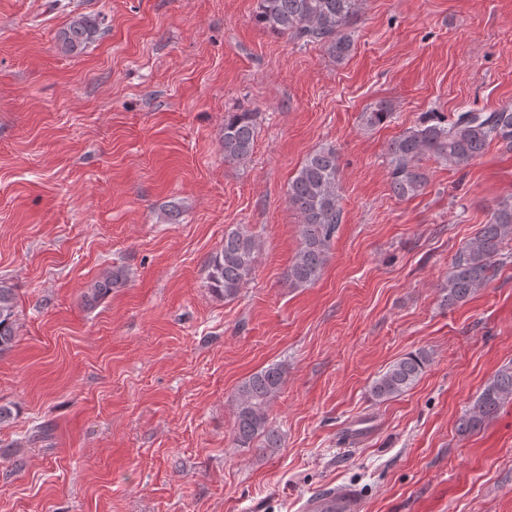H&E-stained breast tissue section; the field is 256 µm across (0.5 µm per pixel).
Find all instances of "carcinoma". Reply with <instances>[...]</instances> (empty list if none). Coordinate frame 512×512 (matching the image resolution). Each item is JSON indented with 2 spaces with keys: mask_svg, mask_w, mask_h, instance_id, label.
<instances>
[{
  "mask_svg": "<svg viewBox=\"0 0 512 512\" xmlns=\"http://www.w3.org/2000/svg\"><path fill=\"white\" fill-rule=\"evenodd\" d=\"M360 0H257L258 24L304 45L320 43L341 60L350 51L347 32L359 9ZM100 21L90 16L71 20L60 34L68 52L81 50L98 33ZM257 125L255 112H227L221 143L224 160L247 162L253 154ZM512 150V108L492 112H460L450 121L435 115L407 128L388 147L391 187L400 198L418 195L427 183L418 161L432 156L442 163L463 168L481 156L493 142ZM337 156L333 147H322L309 154L288 185L289 203L301 218L302 247L288 268L291 288L315 283L324 269L328 249L340 220ZM512 240V196L497 200L488 222L478 236L455 255L453 271L442 289L443 305L467 301L483 287L494 272L512 259L506 251ZM257 244L242 227L224 234V246L208 262V287L224 299L236 296L253 279ZM124 272L113 269L89 285L85 297L95 302L123 283ZM16 294L0 280V356L10 351L16 338ZM430 363L424 350L410 352L393 362L370 386L372 398L381 403L400 396L419 380ZM285 368L273 364L245 380L238 389L235 439L249 448L260 439L265 448L281 447V435L270 421L268 408L284 383ZM512 402V368L499 373L478 395L462 418L460 430L470 431Z\"/></svg>",
  "mask_w": 512,
  "mask_h": 512,
  "instance_id": "cac0c4a2",
  "label": "carcinoma"
}]
</instances>
